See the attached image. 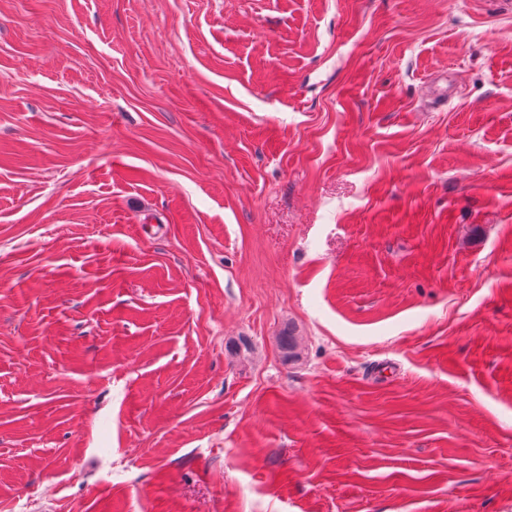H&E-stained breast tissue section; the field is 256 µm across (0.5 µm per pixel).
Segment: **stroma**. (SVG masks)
Masks as SVG:
<instances>
[{"instance_id":"stroma-1","label":"stroma","mask_w":512,"mask_h":512,"mask_svg":"<svg viewBox=\"0 0 512 512\" xmlns=\"http://www.w3.org/2000/svg\"><path fill=\"white\" fill-rule=\"evenodd\" d=\"M0 512H512V0H0Z\"/></svg>"}]
</instances>
